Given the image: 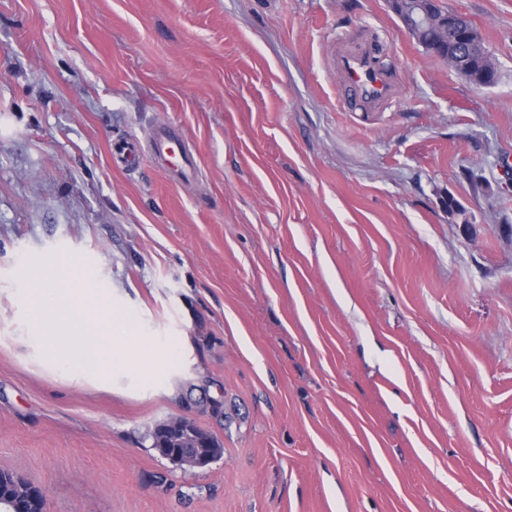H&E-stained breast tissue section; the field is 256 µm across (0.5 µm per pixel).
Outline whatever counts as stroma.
Masks as SVG:
<instances>
[{"instance_id": "obj_1", "label": "stroma", "mask_w": 512, "mask_h": 512, "mask_svg": "<svg viewBox=\"0 0 512 512\" xmlns=\"http://www.w3.org/2000/svg\"><path fill=\"white\" fill-rule=\"evenodd\" d=\"M442 2L494 86L391 0H0V470L47 512H512V0ZM367 31L398 94L346 112L329 57ZM161 123L192 179L113 166ZM46 272L73 334L102 288L188 337L172 393L36 362ZM173 417L221 457L163 458ZM408 4L406 13L409 19L403 26L410 37L416 39L420 33L430 29L429 33L433 37V42H439L438 47L435 49L436 52L431 51V53L445 60L449 59V57L455 58V63L451 65L448 62V64L460 75L463 73L471 84L482 80L485 87H490L498 82L499 72L497 66L490 51L484 44L482 35L471 20L462 13L461 17L458 18V32L468 41L469 50L465 55L455 56L454 52L457 48L455 39L449 34L447 38L442 37L440 28H430L433 19L423 5L424 2L413 1L408 2ZM393 5L398 16L402 17L406 14L403 6L397 1H393ZM445 40L446 43H444ZM27 499L18 502L16 512H46V491L40 487L26 483L21 487Z\"/></svg>"}]
</instances>
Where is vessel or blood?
<instances>
[{
    "instance_id": "1",
    "label": "vessel or blood",
    "mask_w": 512,
    "mask_h": 512,
    "mask_svg": "<svg viewBox=\"0 0 512 512\" xmlns=\"http://www.w3.org/2000/svg\"><path fill=\"white\" fill-rule=\"evenodd\" d=\"M382 45L375 37L349 43L341 37L331 55L341 106L347 112H379L392 102L398 86L392 73L382 66ZM182 135L175 126L163 123L153 133L150 150L159 159L174 158L183 174L196 170L193 155L181 152Z\"/></svg>"
}]
</instances>
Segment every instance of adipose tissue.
<instances>
[{"mask_svg": "<svg viewBox=\"0 0 512 512\" xmlns=\"http://www.w3.org/2000/svg\"><path fill=\"white\" fill-rule=\"evenodd\" d=\"M41 290L44 306L25 342L42 364L75 384L100 380L115 389L138 390L166 377L182 355L186 343L182 336L158 346L143 336L57 334L55 325L69 317L62 309L61 291L50 282Z\"/></svg>", "mask_w": 512, "mask_h": 512, "instance_id": "obj_1", "label": "adipose tissue"}]
</instances>
